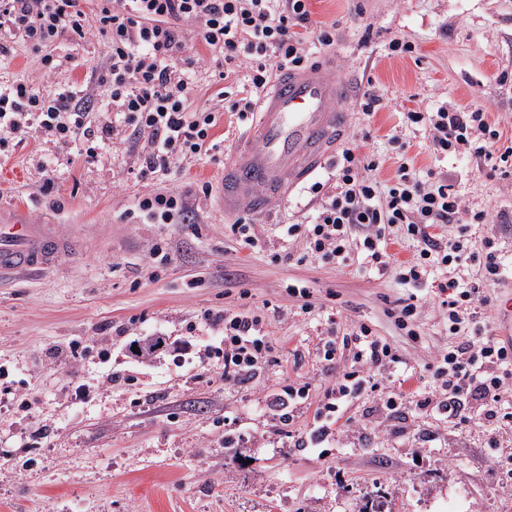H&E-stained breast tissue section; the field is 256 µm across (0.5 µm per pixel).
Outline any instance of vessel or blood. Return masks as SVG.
<instances>
[{"label": "vessel or blood", "mask_w": 512, "mask_h": 512, "mask_svg": "<svg viewBox=\"0 0 512 512\" xmlns=\"http://www.w3.org/2000/svg\"><path fill=\"white\" fill-rule=\"evenodd\" d=\"M327 72L323 63L279 71L260 102L241 156L224 164L220 210L229 215L263 212L305 183L335 152L349 130L345 106L357 89ZM71 246L55 225L32 224L24 210L11 211L0 220V276L52 269Z\"/></svg>", "instance_id": "obj_1"}]
</instances>
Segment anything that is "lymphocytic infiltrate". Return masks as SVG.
<instances>
[{
	"mask_svg": "<svg viewBox=\"0 0 512 512\" xmlns=\"http://www.w3.org/2000/svg\"><path fill=\"white\" fill-rule=\"evenodd\" d=\"M196 29L202 52L188 53L182 32ZM104 37L110 55L80 90L44 96L19 80L0 86V144L23 143L46 136L62 144H76L78 155L95 157L118 137L130 145L147 140L140 176L168 171L183 161L220 153L213 137L214 108L189 109L190 71L206 55H219L214 72L224 81L246 72L240 98L230 111L240 118L254 112L273 69L307 64L308 40L332 46L333 27L313 20L310 0H0V62L12 44L22 42L36 53L45 74L56 68L54 51L63 39ZM410 123L426 125L430 150L437 155L467 154L487 161L512 163V146L499 147L500 134L492 129L483 110L439 107L411 110ZM365 137H352L341 151L336 183L314 184L320 198L311 224L286 225L284 241L305 235L313 253L347 262L360 255L371 268L394 270L417 289L437 288L439 308L448 330L458 341L438 356L432 367L434 396L423 405L435 406L449 420L467 422L468 412L497 422L503 433L493 447L512 441V350L498 345L484 323L480 309L487 299L476 280L449 277L436 280L438 267L466 268L481 263L485 275L503 272L496 250L476 260L462 240L440 233L446 224H483L486 210L464 205L447 178L415 170L402 158L392 179L374 178L378 165L366 152ZM138 208L160 224H186L193 213L178 196L155 193L141 198ZM402 224L419 245L414 262L397 261L388 249L385 227ZM205 320L224 328L222 345L208 346L209 356L222 360L224 381L248 384L260 376L273 347L260 319L242 313H205ZM354 346V363L343 370L335 388L320 402L309 428L295 445L321 448L335 435V427L349 405L369 392L378 393V409L394 411L407 400L396 390L381 391L379 370L400 358L367 325L327 341L322 350L334 362L337 345Z\"/></svg>",
	"mask_w": 512,
	"mask_h": 512,
	"instance_id": "1",
	"label": "lymphocytic infiltrate"
}]
</instances>
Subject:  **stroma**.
<instances>
[{"label": "stroma", "mask_w": 512, "mask_h": 512, "mask_svg": "<svg viewBox=\"0 0 512 512\" xmlns=\"http://www.w3.org/2000/svg\"><path fill=\"white\" fill-rule=\"evenodd\" d=\"M310 9L336 27L335 46L315 49L312 61L384 98L370 116L349 108L352 133L370 135L376 178L394 175L406 141L416 169L444 173L467 205L488 210L485 224L443 232L465 236L478 255L494 240L506 273L484 281L483 313L496 324L498 301L512 294V175L470 156H436L425 128L404 114L479 108L502 145L512 144V0H312ZM395 38L413 53L391 56ZM56 54L63 62L46 77L30 47L15 44L0 83L23 80L50 95L74 90L109 47L99 36L66 39ZM138 167V152L117 140L90 161L41 137L0 148V204H29L34 223L57 225L74 241L60 267L0 286V366L8 370L0 375V512H360L373 499L391 512H512V450L489 448L493 428L482 419L455 425L412 404L377 411L365 397L348 409L353 425L326 454L295 447L334 383L319 357L329 313L341 315L344 334L368 325L413 367L409 379L400 369L378 375L407 393L455 342L430 304L399 325L397 304L410 289L394 271L341 266L312 254L302 236L282 244L284 225L313 219L309 185L254 217L267 246L253 253L240 246L216 195L202 193L217 185L223 159L203 155L143 179ZM49 178L57 190L43 191ZM154 192L185 199L194 223L143 222L138 201ZM158 244L169 254L163 265L152 258ZM285 246L287 259L279 256ZM291 284L309 297L289 293ZM207 310L262 321L282 358L264 366L259 388L225 385L206 359L128 357L133 336L218 344L223 330L204 323ZM77 338L92 342V354L43 369L46 354ZM102 351L108 363H100ZM111 372L119 381L107 382ZM287 382L312 391L283 425L264 393ZM20 400L31 412L18 411ZM228 435L237 456L224 449Z\"/></svg>", "instance_id": "stroma-1"}]
</instances>
